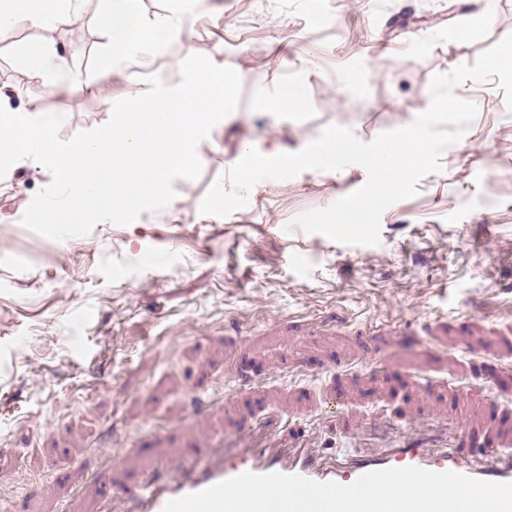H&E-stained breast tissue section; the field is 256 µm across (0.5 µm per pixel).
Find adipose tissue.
<instances>
[{"instance_id": "1", "label": "adipose tissue", "mask_w": 512, "mask_h": 512, "mask_svg": "<svg viewBox=\"0 0 512 512\" xmlns=\"http://www.w3.org/2000/svg\"><path fill=\"white\" fill-rule=\"evenodd\" d=\"M59 0H42L40 8H32L30 0H0V37L11 35L20 24L40 26L57 16ZM109 48L102 55L99 71L102 78L113 71L139 63L142 48L131 34L139 32L153 42L165 43L181 35V28L168 16H148L135 10L134 0H108L104 21ZM34 65L43 71L62 92L77 93L88 87L80 75L70 69L65 57L53 47H44L33 56Z\"/></svg>"}]
</instances>
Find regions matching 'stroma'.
<instances>
[{
	"label": "stroma",
	"mask_w": 512,
	"mask_h": 512,
	"mask_svg": "<svg viewBox=\"0 0 512 512\" xmlns=\"http://www.w3.org/2000/svg\"><path fill=\"white\" fill-rule=\"evenodd\" d=\"M180 38L68 96L21 54L51 45L89 82L107 48L106 0L0 40V103L64 115L61 139L105 124L144 73L179 82L192 53L245 76L236 109L197 147L202 173L132 224L65 242L20 219L52 176L33 160L0 179V512H94L163 457L201 463L246 423L287 417L288 440L382 451L440 416L485 446L512 438V112L497 79L455 93L478 114L441 172L390 206L380 242L348 246L290 220L363 186L367 170L264 180L225 217L209 187L250 148L295 152L323 128L361 141L405 126L430 82L512 34V0H140ZM301 105L269 110L283 86ZM235 356L248 381L225 368Z\"/></svg>",
	"instance_id": "1"
}]
</instances>
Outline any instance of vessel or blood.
Returning a JSON list of instances; mask_svg holds the SVG:
<instances>
[{
	"instance_id": "b4317fda",
	"label": "vessel or blood",
	"mask_w": 512,
	"mask_h": 512,
	"mask_svg": "<svg viewBox=\"0 0 512 512\" xmlns=\"http://www.w3.org/2000/svg\"><path fill=\"white\" fill-rule=\"evenodd\" d=\"M238 457H219L201 465L165 460L147 472L134 488L117 485L102 498V512H163L173 499L200 492L245 472L299 474L316 481L353 483L361 475L389 467L416 466L453 471L475 479L512 483V445L503 444L488 462H466L456 451L435 444L421 427L409 429L401 441L384 453L325 456L298 444H271L244 430L235 439Z\"/></svg>"
}]
</instances>
